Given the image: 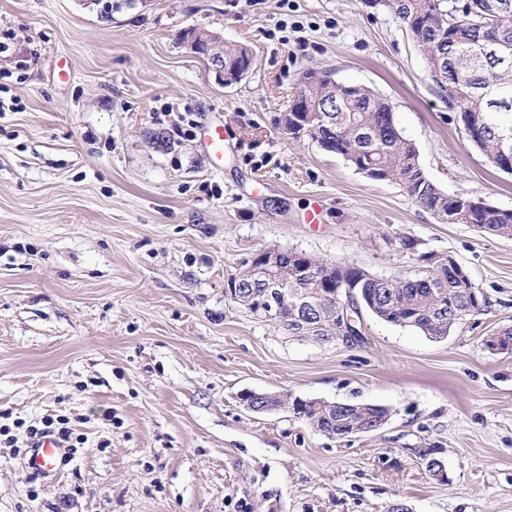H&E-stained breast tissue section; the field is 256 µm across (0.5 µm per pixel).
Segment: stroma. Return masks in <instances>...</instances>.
Here are the masks:
<instances>
[{
    "label": "stroma",
    "mask_w": 512,
    "mask_h": 512,
    "mask_svg": "<svg viewBox=\"0 0 512 512\" xmlns=\"http://www.w3.org/2000/svg\"><path fill=\"white\" fill-rule=\"evenodd\" d=\"M248 46L227 87L182 42ZM387 98L443 191L512 207L411 36L366 0H0V512H512V238L439 222L278 120L305 68ZM222 120L223 158L202 130ZM318 223L307 215L317 199ZM451 255L488 299L435 340L363 314L316 343L224 296L243 258L295 248L375 275ZM253 390L384 407L344 440ZM69 417L83 448L40 476L24 427ZM433 449L444 479L418 452ZM283 396L275 393L245 391L241 400L249 411L256 414H266L276 411Z\"/></svg>",
    "instance_id": "1"
}]
</instances>
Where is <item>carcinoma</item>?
Masks as SVG:
<instances>
[{"mask_svg": "<svg viewBox=\"0 0 512 512\" xmlns=\"http://www.w3.org/2000/svg\"><path fill=\"white\" fill-rule=\"evenodd\" d=\"M473 11L451 12L449 0H383L394 19L405 27L415 40L426 62V75L439 89L448 84V75L434 68L432 55L439 45L450 52L457 71L453 83L459 91L473 99L474 111L461 116L469 141L492 159L498 153V134L512 131V64L494 66L481 62L484 51L493 43L512 46V9L493 13L488 0H473ZM248 48L243 44H224V69L232 71L243 62ZM496 86L509 101L508 107L488 110L480 100L486 85ZM299 94L313 107L311 112H285L279 123L288 139L309 137L329 153L344 157L356 167L371 169L373 180L400 186L417 206L430 212L438 221L455 220L485 229L500 237L512 238V208L491 205L480 198L448 194L424 172L416 147L399 129L392 103L371 89L353 84L329 85L307 68L299 77ZM336 97L339 109L321 112L320 106ZM420 260L426 271L397 276L373 275L344 266H336L330 285L314 287L302 275V267L310 263L325 265L304 252L281 256L280 277L288 284V299H309L317 310L311 325L299 323L293 310L283 313L281 327L292 336H309L321 343H330L344 335L341 310L336 297H345L351 289L374 317L400 327H408L431 339L443 338L466 317L487 311V298L480 294L466 271L448 263V255L423 253ZM240 302L249 313L254 309L245 303L248 292L260 289L264 275L240 262ZM386 299L379 300V293ZM480 296L475 302L473 295ZM294 415L307 421L315 431L339 439L353 431L371 432L380 418L388 414L384 407L339 401L295 398L288 402Z\"/></svg>", "mask_w": 512, "mask_h": 512, "instance_id": "carcinoma-1", "label": "carcinoma"}]
</instances>
